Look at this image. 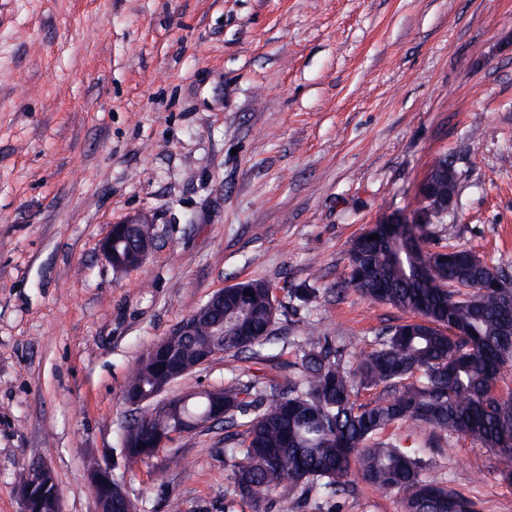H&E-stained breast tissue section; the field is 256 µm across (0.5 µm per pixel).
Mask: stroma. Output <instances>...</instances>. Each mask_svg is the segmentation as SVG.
I'll use <instances>...</instances> for the list:
<instances>
[{
	"mask_svg": "<svg viewBox=\"0 0 512 512\" xmlns=\"http://www.w3.org/2000/svg\"><path fill=\"white\" fill-rule=\"evenodd\" d=\"M459 176L431 225L512 276V0H0V512L40 460L62 512H96L106 458L138 512H254L233 498L223 426L131 465L127 379L215 292L262 278L280 303L268 358L224 355L173 393L287 382L310 330L346 360L410 313L336 293L355 238L412 211L439 155ZM156 245L118 272L99 244L134 216ZM315 283L303 306L289 288ZM387 438L476 512H512V461L416 422ZM321 512H401L364 481Z\"/></svg>",
	"mask_w": 512,
	"mask_h": 512,
	"instance_id": "stroma-1",
	"label": "stroma"
}]
</instances>
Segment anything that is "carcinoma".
Segmentation results:
<instances>
[{
    "instance_id": "1",
    "label": "carcinoma",
    "mask_w": 512,
    "mask_h": 512,
    "mask_svg": "<svg viewBox=\"0 0 512 512\" xmlns=\"http://www.w3.org/2000/svg\"><path fill=\"white\" fill-rule=\"evenodd\" d=\"M431 179L457 190L448 157L433 163ZM424 224H393L354 240L343 286L362 297L413 313L417 319L392 326L378 348L346 362L330 336L306 337L308 349L269 401L253 393L254 379L224 393V423L244 427L230 480L234 492L255 510L282 485L333 496L352 491L358 476L401 496L403 512H473L464 494L425 478L419 452L384 440L403 421L469 437L512 460V402L494 396L492 385L512 358V291L471 292L495 280L498 270L464 258L440 261ZM376 239H369V235ZM278 301L264 279L239 282L224 294V335L210 337L215 352L259 355L273 341ZM164 346L178 356L182 370L199 361V343L171 336ZM172 372L161 353L141 358L127 382L126 395L167 388ZM383 387L373 404L352 400L358 387ZM212 394L188 403L175 397L171 410L145 416L121 439L129 462L156 456L163 436L206 417Z\"/></svg>"
}]
</instances>
